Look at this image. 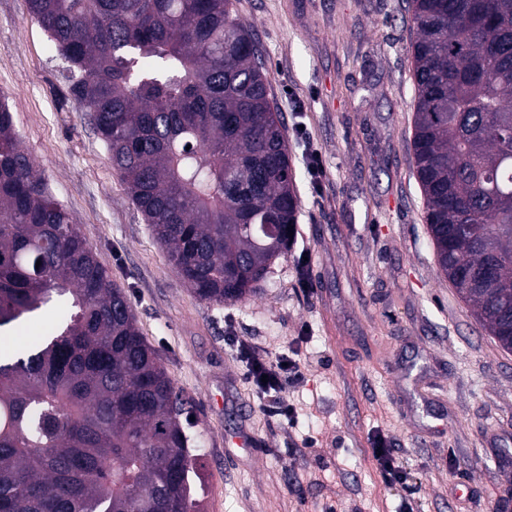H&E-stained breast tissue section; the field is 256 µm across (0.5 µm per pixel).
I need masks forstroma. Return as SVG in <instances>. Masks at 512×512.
Listing matches in <instances>:
<instances>
[{
	"instance_id": "obj_1",
	"label": "stroma",
	"mask_w": 512,
	"mask_h": 512,
	"mask_svg": "<svg viewBox=\"0 0 512 512\" xmlns=\"http://www.w3.org/2000/svg\"><path fill=\"white\" fill-rule=\"evenodd\" d=\"M236 10L267 61L300 209L259 292L216 307L180 281L27 0H0V97L192 404L204 512H400L406 500L414 512H512V352L440 274L429 240L406 0H236ZM311 151L324 165L316 186ZM240 341L299 363L301 379L279 394L292 423L266 413ZM242 428L251 450L232 442ZM378 435L406 484L383 482Z\"/></svg>"
}]
</instances>
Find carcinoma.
Returning a JSON list of instances; mask_svg holds the SVG:
<instances>
[{
    "mask_svg": "<svg viewBox=\"0 0 512 512\" xmlns=\"http://www.w3.org/2000/svg\"><path fill=\"white\" fill-rule=\"evenodd\" d=\"M184 285L246 300L299 198L233 0H29ZM412 147L440 272L512 352V0H409ZM268 220L270 234L251 228ZM52 309L55 331L8 332ZM0 512H200L176 390L0 98Z\"/></svg>",
    "mask_w": 512,
    "mask_h": 512,
    "instance_id": "obj_1",
    "label": "carcinoma"
}]
</instances>
